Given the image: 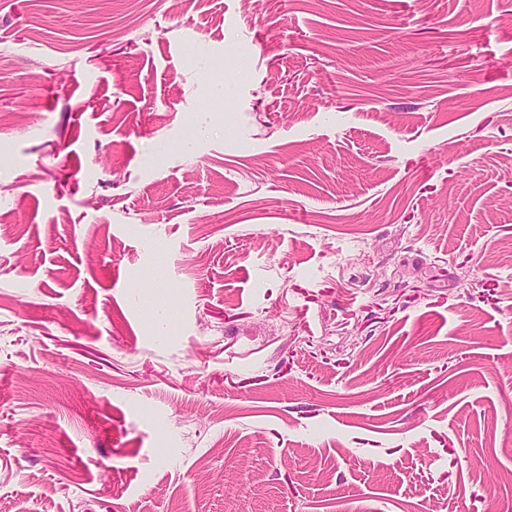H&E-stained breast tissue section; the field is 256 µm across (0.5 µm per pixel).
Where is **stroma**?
Returning <instances> with one entry per match:
<instances>
[{
  "label": "stroma",
  "mask_w": 512,
  "mask_h": 512,
  "mask_svg": "<svg viewBox=\"0 0 512 512\" xmlns=\"http://www.w3.org/2000/svg\"><path fill=\"white\" fill-rule=\"evenodd\" d=\"M0 512H512V0H0Z\"/></svg>",
  "instance_id": "obj_1"
}]
</instances>
